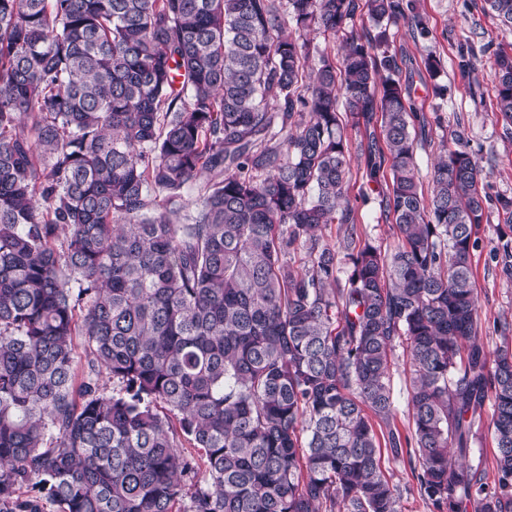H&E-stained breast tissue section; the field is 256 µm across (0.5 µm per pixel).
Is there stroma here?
<instances>
[{
  "mask_svg": "<svg viewBox=\"0 0 512 512\" xmlns=\"http://www.w3.org/2000/svg\"><path fill=\"white\" fill-rule=\"evenodd\" d=\"M415 5L427 23L428 35L420 36L404 21H397L389 26V50L397 57L401 83L428 120L426 136L416 150L423 192H431L434 165L453 148V133L462 127L471 150L481 159L489 196H512V124L504 122L496 110L491 73L497 53L512 54V28L500 24L486 0H415ZM430 53L441 61L435 80L425 70L424 60ZM437 84L444 86V94H435ZM342 122L351 159L346 198L358 212V235L381 250L393 249L396 229L382 207L388 190L366 185L360 169L361 135L350 117H343ZM500 226L495 206H488L479 231L483 244L471 256L481 323L489 330L486 343L492 350L512 346V337L504 339L491 331L494 322L512 320V281L501 277L491 252Z\"/></svg>",
  "mask_w": 512,
  "mask_h": 512,
  "instance_id": "35a3bbf8",
  "label": "stroma"
}]
</instances>
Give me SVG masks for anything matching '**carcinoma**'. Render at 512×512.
<instances>
[{
  "label": "carcinoma",
  "instance_id": "carcinoma-1",
  "mask_svg": "<svg viewBox=\"0 0 512 512\" xmlns=\"http://www.w3.org/2000/svg\"><path fill=\"white\" fill-rule=\"evenodd\" d=\"M365 6L347 32L359 0H0V512H512V349L480 336L470 264L485 175L459 131L424 196L381 23H426ZM313 28L345 39L308 78ZM494 78L512 123V56ZM342 109L366 184L391 174L390 252L345 202ZM488 401L492 485L466 462ZM402 365L398 372L394 373L393 377V393L395 404L397 406L396 425L399 430L406 434L411 428V422H409L408 415V392L405 383V375L402 372ZM382 466L391 481L402 489L406 485H412L413 481L408 466L402 461L394 460L390 452L388 453L385 449L383 450Z\"/></svg>",
  "mask_w": 512,
  "mask_h": 512
}]
</instances>
